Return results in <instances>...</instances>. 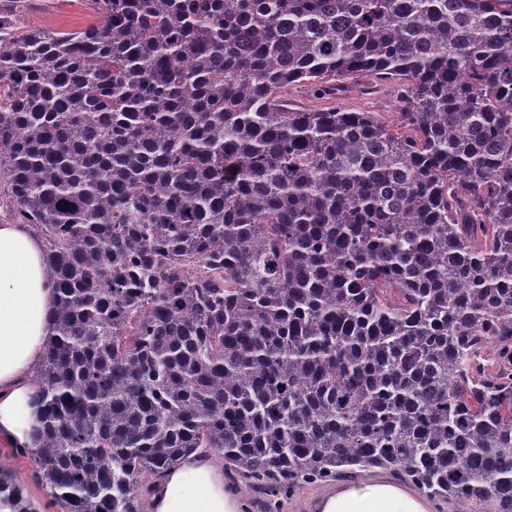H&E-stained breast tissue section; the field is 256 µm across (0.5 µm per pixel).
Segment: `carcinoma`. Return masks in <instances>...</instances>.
<instances>
[{
  "mask_svg": "<svg viewBox=\"0 0 512 512\" xmlns=\"http://www.w3.org/2000/svg\"><path fill=\"white\" fill-rule=\"evenodd\" d=\"M0 8V178L56 290L57 512H146L185 456L266 497L386 468L512 512V0ZM399 123L293 110L351 77ZM18 5L21 26L76 29L89 21L85 0H26Z\"/></svg>",
  "mask_w": 512,
  "mask_h": 512,
  "instance_id": "carcinoma-1",
  "label": "carcinoma"
}]
</instances>
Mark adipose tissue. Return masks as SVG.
Here are the masks:
<instances>
[{"label":"adipose tissue","instance_id":"adipose-tissue-1","mask_svg":"<svg viewBox=\"0 0 512 512\" xmlns=\"http://www.w3.org/2000/svg\"><path fill=\"white\" fill-rule=\"evenodd\" d=\"M55 292L43 246L26 224H0V441L37 452L34 380L50 334ZM244 503L211 457L191 455L151 494V512H243ZM312 512H435L434 503L389 473L341 483L312 500Z\"/></svg>","mask_w":512,"mask_h":512}]
</instances>
